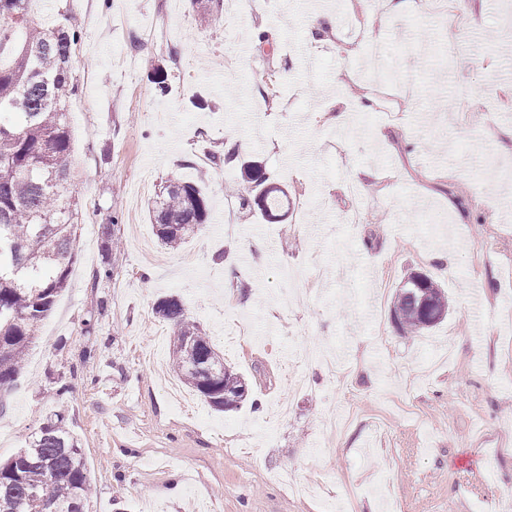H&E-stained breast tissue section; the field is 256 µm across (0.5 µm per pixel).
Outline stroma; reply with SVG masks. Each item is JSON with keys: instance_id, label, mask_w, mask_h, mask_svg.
Instances as JSON below:
<instances>
[{"instance_id": "1", "label": "stroma", "mask_w": 512, "mask_h": 512, "mask_svg": "<svg viewBox=\"0 0 512 512\" xmlns=\"http://www.w3.org/2000/svg\"><path fill=\"white\" fill-rule=\"evenodd\" d=\"M507 0H420L372 21L345 0H236L215 27L192 0H92L80 10L79 86L69 107L71 182L79 193L77 260L67 288L0 399V461L47 416L65 410L93 483L88 512H485L512 490V212L496 168L512 163V30ZM481 11L473 20V11ZM335 33L309 41L314 13ZM371 37L389 112L331 116L364 90L337 86L340 44ZM169 73L157 94L152 68ZM500 118L486 121L485 106ZM348 111V110H347ZM247 141L288 192L286 221L242 210L209 162ZM374 179L353 185L350 165ZM198 184L209 224L163 265L147 204L171 177ZM110 280L93 282L109 210ZM450 265L432 261L446 229ZM423 271L449 316L423 336L400 331L396 289ZM174 295L246 380L249 400L214 410L191 391L172 399L170 324L153 311ZM95 319L93 332L84 324ZM332 347L342 373L310 359ZM349 413L325 438L321 421ZM288 470L321 496L297 495Z\"/></svg>"}]
</instances>
